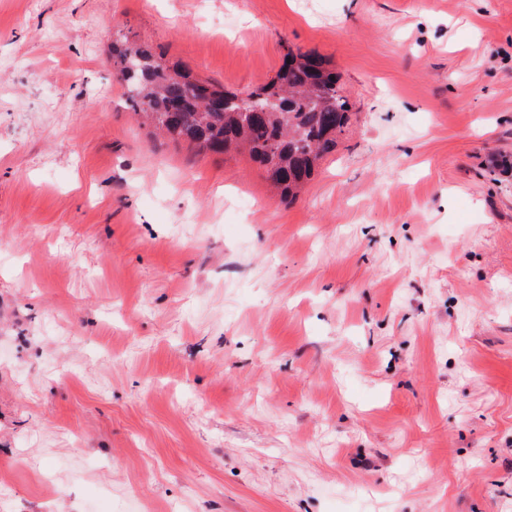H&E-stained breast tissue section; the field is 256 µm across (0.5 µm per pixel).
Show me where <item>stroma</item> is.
<instances>
[{
	"instance_id": "stroma-1",
	"label": "stroma",
	"mask_w": 512,
	"mask_h": 512,
	"mask_svg": "<svg viewBox=\"0 0 512 512\" xmlns=\"http://www.w3.org/2000/svg\"><path fill=\"white\" fill-rule=\"evenodd\" d=\"M122 34L317 53L350 124L281 200L153 138ZM140 499L512 512V0H0V512Z\"/></svg>"
}]
</instances>
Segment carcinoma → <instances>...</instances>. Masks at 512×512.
I'll list each match as a JSON object with an SVG mask.
<instances>
[{
	"label": "carcinoma",
	"mask_w": 512,
	"mask_h": 512,
	"mask_svg": "<svg viewBox=\"0 0 512 512\" xmlns=\"http://www.w3.org/2000/svg\"><path fill=\"white\" fill-rule=\"evenodd\" d=\"M267 84L230 92L159 60L143 44L112 46L125 95L153 133L215 153H246L284 199L294 198L336 150L350 103L339 78L314 52L288 50Z\"/></svg>",
	"instance_id": "obj_1"
}]
</instances>
